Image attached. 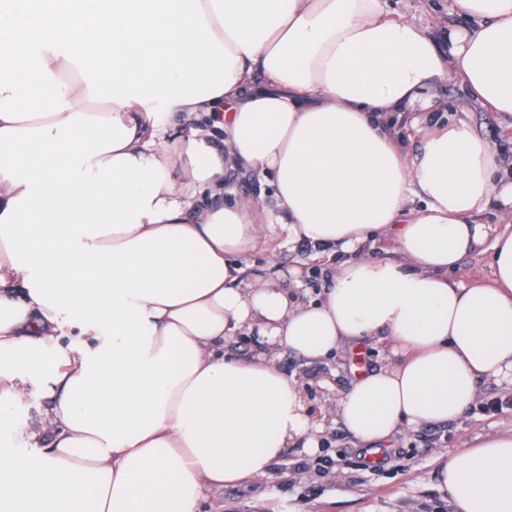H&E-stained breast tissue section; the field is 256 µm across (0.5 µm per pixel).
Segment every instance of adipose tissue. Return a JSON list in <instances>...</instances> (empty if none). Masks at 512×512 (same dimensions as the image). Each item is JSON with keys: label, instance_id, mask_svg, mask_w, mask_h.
<instances>
[{"label": "adipose tissue", "instance_id": "obj_1", "mask_svg": "<svg viewBox=\"0 0 512 512\" xmlns=\"http://www.w3.org/2000/svg\"><path fill=\"white\" fill-rule=\"evenodd\" d=\"M453 9L442 43L387 0H0V394L48 403L13 429L42 452L0 451V504L201 512L317 456L326 422L281 350H381L332 403L364 446L512 384V173L466 121L416 115L452 78L512 129V0ZM376 239L396 260L363 255ZM296 242L328 288L250 273ZM479 251L488 281L451 280ZM246 334L265 353L221 352ZM438 480L456 512H512V433L440 453Z\"/></svg>", "mask_w": 512, "mask_h": 512}]
</instances>
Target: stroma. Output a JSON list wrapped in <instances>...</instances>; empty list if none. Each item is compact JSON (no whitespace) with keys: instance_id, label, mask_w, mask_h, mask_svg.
I'll return each mask as SVG.
<instances>
[{"instance_id":"stroma-1","label":"stroma","mask_w":512,"mask_h":512,"mask_svg":"<svg viewBox=\"0 0 512 512\" xmlns=\"http://www.w3.org/2000/svg\"><path fill=\"white\" fill-rule=\"evenodd\" d=\"M430 3L426 11L419 0H388L392 9L423 26H435L438 16L446 19V26L435 28L439 37H447L448 25L459 21L451 0ZM431 96L438 121L465 120L493 147L512 150L497 114L467 100L458 83L439 82ZM278 363L285 373L304 379L317 408L345 390L351 377L346 356L311 365L284 351ZM481 392L478 406L446 426L401 432L377 459L370 449L356 447L341 423L328 422L321 457L305 460L288 452L267 475L209 495L203 512H454L439 485L436 456L490 433L512 432V388L489 381Z\"/></svg>"}]
</instances>
